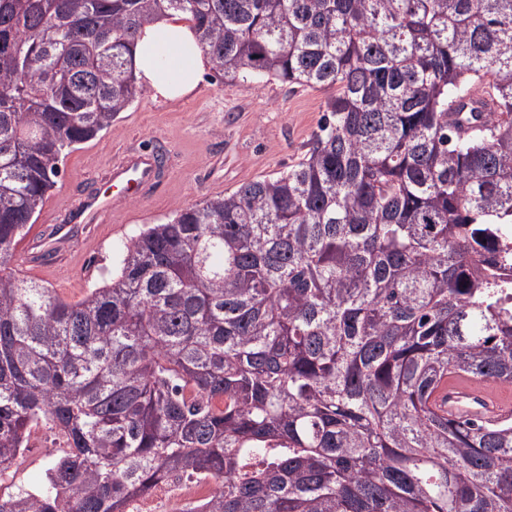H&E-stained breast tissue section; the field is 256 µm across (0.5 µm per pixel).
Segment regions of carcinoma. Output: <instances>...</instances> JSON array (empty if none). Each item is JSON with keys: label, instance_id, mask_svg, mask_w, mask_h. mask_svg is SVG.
<instances>
[{"label": "carcinoma", "instance_id": "1", "mask_svg": "<svg viewBox=\"0 0 512 512\" xmlns=\"http://www.w3.org/2000/svg\"><path fill=\"white\" fill-rule=\"evenodd\" d=\"M221 78L329 92L288 171L182 209L67 301L10 267L59 176L137 96L142 25ZM512 0H0V512H122L181 473L199 512H512V422L428 406L512 379ZM49 431V434H47ZM31 448L28 460L10 473L9 479L1 487V494L8 495L19 489L38 487L44 480L46 470L51 466L53 456L43 453L41 448L52 454H57L60 448H69L66 437L52 428L38 425L33 428L27 446L22 452V458Z\"/></svg>", "mask_w": 512, "mask_h": 512}]
</instances>
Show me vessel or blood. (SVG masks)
<instances>
[{
  "mask_svg": "<svg viewBox=\"0 0 512 512\" xmlns=\"http://www.w3.org/2000/svg\"><path fill=\"white\" fill-rule=\"evenodd\" d=\"M164 146V141L157 138L149 149H129L113 163L100 187L83 194L64 217L47 211V220L59 223L57 234L61 241H68L77 225L110 220L120 202L136 201L154 189L161 179L159 158ZM432 402L437 411L449 418H475L496 426L512 420V381L452 372L434 392Z\"/></svg>",
  "mask_w": 512,
  "mask_h": 512,
  "instance_id": "1",
  "label": "vessel or blood"
}]
</instances>
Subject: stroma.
Wrapping results in <instances>:
<instances>
[{"label": "stroma", "mask_w": 512, "mask_h": 512, "mask_svg": "<svg viewBox=\"0 0 512 512\" xmlns=\"http://www.w3.org/2000/svg\"><path fill=\"white\" fill-rule=\"evenodd\" d=\"M326 91L265 78L248 82L221 79L207 71L198 89L173 101L153 99L142 90L101 137L59 163L57 185L47 205L65 212L79 196L72 176L82 158L100 177L129 146H150L163 136L178 161L161 184L144 199L127 204L111 222L76 229L75 258L41 278L29 266L23 247H16L13 268L28 280H45L68 301L82 298L97 285L103 271L115 269L124 241L151 224L166 223L177 211L235 190L241 184L276 177L297 164L323 120ZM52 463L42 449H31L28 460L0 486L8 495L38 487Z\"/></svg>", "instance_id": "35a3bbf8"}]
</instances>
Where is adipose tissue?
<instances>
[{"label": "adipose tissue", "instance_id": "adipose-tissue-1", "mask_svg": "<svg viewBox=\"0 0 512 512\" xmlns=\"http://www.w3.org/2000/svg\"><path fill=\"white\" fill-rule=\"evenodd\" d=\"M134 63L139 84L163 100L194 92L211 66L195 26L183 14L161 16L144 24Z\"/></svg>", "mask_w": 512, "mask_h": 512}]
</instances>
